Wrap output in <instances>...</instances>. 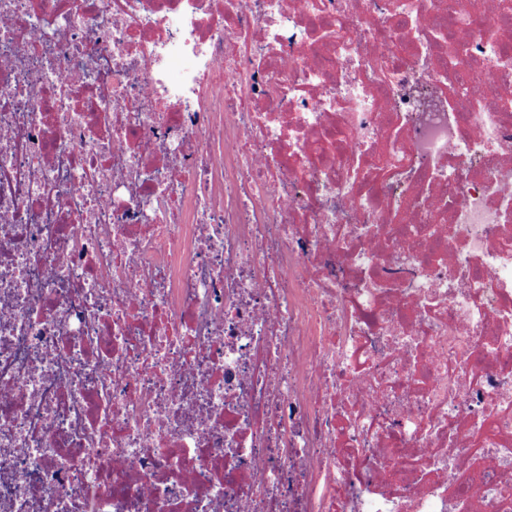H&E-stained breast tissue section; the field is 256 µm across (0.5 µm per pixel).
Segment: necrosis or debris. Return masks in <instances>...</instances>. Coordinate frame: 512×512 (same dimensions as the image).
<instances>
[{"label": "necrosis or debris", "instance_id": "1", "mask_svg": "<svg viewBox=\"0 0 512 512\" xmlns=\"http://www.w3.org/2000/svg\"><path fill=\"white\" fill-rule=\"evenodd\" d=\"M511 212L512 0H0V512H512Z\"/></svg>", "mask_w": 512, "mask_h": 512}]
</instances>
